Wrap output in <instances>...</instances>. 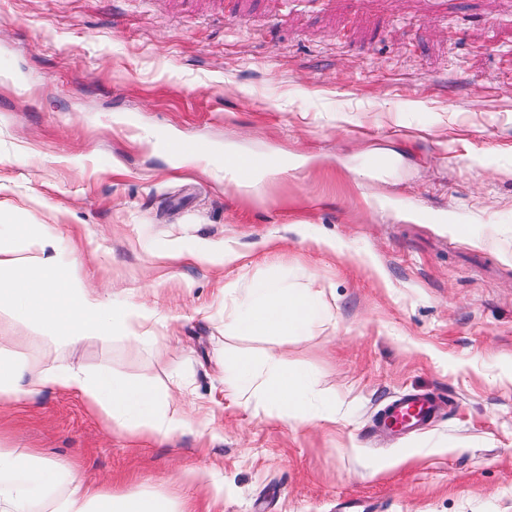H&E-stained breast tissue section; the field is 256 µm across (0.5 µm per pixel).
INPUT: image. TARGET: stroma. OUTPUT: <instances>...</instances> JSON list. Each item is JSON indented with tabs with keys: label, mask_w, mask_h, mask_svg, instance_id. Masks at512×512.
Wrapping results in <instances>:
<instances>
[{
	"label": "stroma",
	"mask_w": 512,
	"mask_h": 512,
	"mask_svg": "<svg viewBox=\"0 0 512 512\" xmlns=\"http://www.w3.org/2000/svg\"><path fill=\"white\" fill-rule=\"evenodd\" d=\"M0 0V220L53 236L90 288L123 293L177 342L69 350L146 379L190 428L121 435L82 400L0 402V448L80 467L120 495L213 512H512V0ZM277 152L259 192L165 144ZM388 165L368 168L369 155ZM224 242L217 268L157 255ZM320 290L288 337L239 332L248 288ZM0 311V353L42 361ZM304 372L303 420L268 419L223 362ZM440 404L400 436L379 413ZM436 405L423 394H407L389 402L382 410L379 422L396 434L422 429L435 419Z\"/></svg>",
	"instance_id": "35a3bbf8"
}]
</instances>
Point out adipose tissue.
Masks as SVG:
<instances>
[{"instance_id":"ef3b65f1","label":"adipose tissue","mask_w":512,"mask_h":512,"mask_svg":"<svg viewBox=\"0 0 512 512\" xmlns=\"http://www.w3.org/2000/svg\"><path fill=\"white\" fill-rule=\"evenodd\" d=\"M0 310L16 313L25 324H38L55 345L46 361L19 363L0 358V400H32L53 390L84 399L111 421L113 430L145 436H173L190 425L187 415L162 407L148 382L116 376L106 364L87 370L70 363L65 351L80 342L111 339L120 333L134 344L154 342L146 313L114 300L99 288H86L69 277L55 241L30 232L24 224L0 225ZM317 293L290 292L271 279L252 289L238 307L240 329L255 336H284L315 320ZM224 366L237 377L235 393H250L265 417L298 421L305 376L275 359L267 374L239 355ZM46 499L50 512H189L162 495L115 496L86 484L69 465L39 455L0 448V512H30Z\"/></svg>"}]
</instances>
